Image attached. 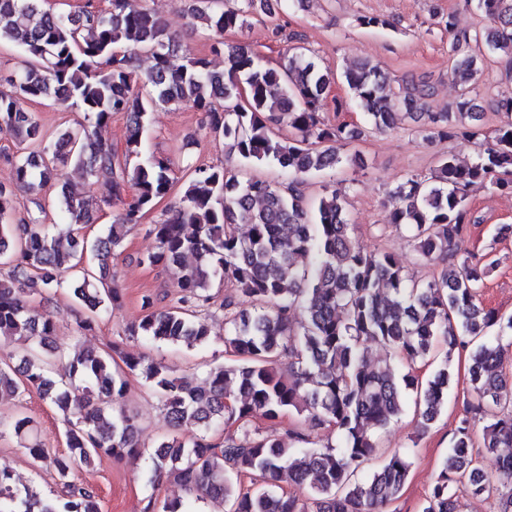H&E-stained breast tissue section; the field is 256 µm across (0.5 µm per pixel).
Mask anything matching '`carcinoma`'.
I'll list each match as a JSON object with an SVG mask.
<instances>
[{"instance_id": "carcinoma-1", "label": "carcinoma", "mask_w": 512, "mask_h": 512, "mask_svg": "<svg viewBox=\"0 0 512 512\" xmlns=\"http://www.w3.org/2000/svg\"><path fill=\"white\" fill-rule=\"evenodd\" d=\"M133 0L91 5L75 18L43 10L41 0H0V43L14 42L24 54L22 68L0 92V135L19 150L13 156L14 181L0 184V337L15 349L0 358V400L18 399L34 389L63 416L67 452L49 455L29 440L32 419L18 411L0 420V435L20 440L34 464L51 469L65 495L43 498L20 485L12 470L0 467V512H100L95 493L74 482V471L103 456H147L149 482L178 483L191 498L229 506L228 512H383L401 495L411 468L402 449L387 453L382 466L363 480L356 472L375 456L378 438L413 411L427 431L444 409L452 382V355L426 379L416 365L432 357L438 337L448 351L469 350L470 385L476 403L467 404L451 449L422 512H455L457 489L479 501L493 500L492 512H512V456L498 462L499 484L473 456L476 421L484 422L482 444L490 452L512 448V379L502 370L500 337L512 332L504 319L479 300L493 264L453 251L472 220L468 190L476 185L512 193V120L479 147L475 159L460 162L443 155L432 177H410L392 192L389 223L405 225L416 242L418 260L442 264L427 281L405 273L385 250L367 252L355 240L346 196L332 189L306 200L303 176L355 164L359 156L339 149L361 131L328 124L321 112L327 92L343 80L357 105L378 131L393 129L421 108L430 86L414 78L393 91L383 69L358 62L341 75L321 66L300 44L272 64L246 48L224 49V32L247 26V16L269 11V0H196L192 19L212 32L210 52L224 53V70L205 57H183L176 36L157 14ZM489 25L474 33L460 30L448 16L450 51L459 56L453 75L459 89L455 107L428 112L429 140L473 142L476 128L458 124L472 115L480 96L484 44L512 56V0H477ZM150 59L143 91L134 58ZM49 100L82 119L57 140L45 138L36 114L22 103ZM204 112L225 148L251 166L275 164L294 175L282 190L260 179L241 180L218 166H197L183 183L172 216L153 225L156 246L149 266L180 269L177 299L154 308L142 296L141 318L124 335L188 348L219 342L233 356L210 368L201 385L176 376L167 365L125 352L113 341L101 350L53 346L56 322L33 313L24 294L49 302L66 287L88 312L77 332L93 334L102 315L122 305L112 287L110 263L127 234L178 183L166 158L139 160L146 114L154 105ZM127 116L121 150L97 135L112 115ZM286 124L287 137L275 128ZM70 163L87 180L102 182L109 195L77 197L59 186L57 204L67 224H14L16 192L34 193L56 179L55 162ZM134 200L94 240L80 234L95 215L127 191ZM248 226L245 235L239 226ZM192 257L186 267L183 260ZM309 264L298 267L297 259ZM227 282L250 300L248 311L228 295L224 335L211 336L201 311L211 304L209 289ZM497 328V335L489 334ZM376 342L389 357L376 361L366 347ZM123 367L113 369L114 355ZM150 383L175 432L147 453L141 449L138 417L124 405L128 377ZM79 384L83 396L69 388ZM295 414L310 426H332L338 445L309 448V435L297 427L276 434L238 436L255 419L277 423ZM224 428L220 441L212 431ZM259 478L252 490L243 479ZM307 486L312 507L288 491ZM146 512H189L178 500L150 497Z\"/></svg>"}]
</instances>
